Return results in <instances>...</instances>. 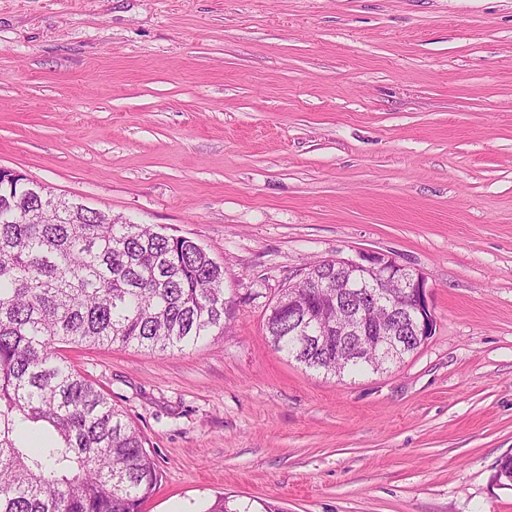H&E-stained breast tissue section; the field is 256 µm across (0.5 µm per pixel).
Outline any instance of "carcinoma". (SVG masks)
I'll return each mask as SVG.
<instances>
[{"label": "carcinoma", "instance_id": "carcinoma-1", "mask_svg": "<svg viewBox=\"0 0 512 512\" xmlns=\"http://www.w3.org/2000/svg\"><path fill=\"white\" fill-rule=\"evenodd\" d=\"M224 268L195 241L128 224L0 174V512H140L156 489L145 438L57 345L183 351L224 329ZM273 345L336 373V337Z\"/></svg>", "mask_w": 512, "mask_h": 512}]
</instances>
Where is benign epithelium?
Listing matches in <instances>:
<instances>
[{"label": "benign epithelium", "mask_w": 512, "mask_h": 512, "mask_svg": "<svg viewBox=\"0 0 512 512\" xmlns=\"http://www.w3.org/2000/svg\"><path fill=\"white\" fill-rule=\"evenodd\" d=\"M326 266L334 268L336 287L343 290L336 303L319 309L322 315L336 309V320L328 327V332L336 333V340L368 336L382 354L391 356L403 349L404 335L420 346L432 336L434 316L421 274L380 252H360L354 259H329ZM326 287L328 283L307 266L275 301L300 310L298 334L318 328V317L306 300L316 297V289Z\"/></svg>", "instance_id": "obj_1"}]
</instances>
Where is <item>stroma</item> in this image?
Returning <instances> with one entry per match:
<instances>
[{"label": "stroma", "mask_w": 512, "mask_h": 512, "mask_svg": "<svg viewBox=\"0 0 512 512\" xmlns=\"http://www.w3.org/2000/svg\"><path fill=\"white\" fill-rule=\"evenodd\" d=\"M0 167L224 266L196 347L60 350L143 433L142 512H512V0H0ZM363 251L427 342L277 350L289 279Z\"/></svg>", "instance_id": "stroma-1"}]
</instances>
